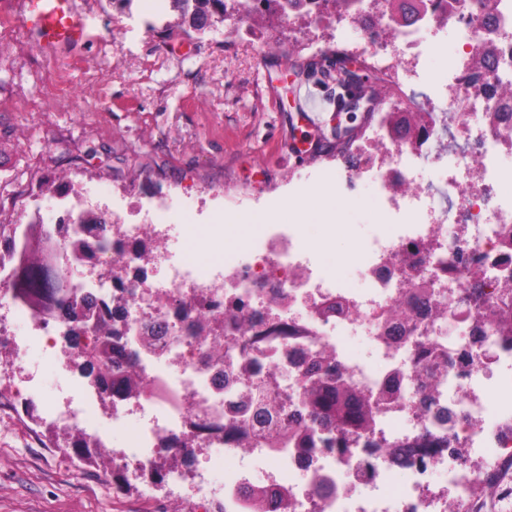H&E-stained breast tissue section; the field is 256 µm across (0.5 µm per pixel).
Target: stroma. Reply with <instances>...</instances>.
Returning <instances> with one entry per match:
<instances>
[{
  "mask_svg": "<svg viewBox=\"0 0 512 512\" xmlns=\"http://www.w3.org/2000/svg\"><path fill=\"white\" fill-rule=\"evenodd\" d=\"M87 24L79 45L50 50L27 23L23 0H0L11 17L0 30V224L37 210L65 216V196L109 211L163 195L180 255L208 249L223 221L268 213L329 243L312 266L349 277L348 243L384 232L370 186L347 187L343 172L362 154L371 113L347 108L353 136L301 120L296 90L317 83L334 96L335 77L318 66L328 27L275 19L250 40L236 31L246 14L199 33L169 0H74ZM327 193L316 213L303 200ZM173 494L151 476L124 490L112 471L55 448L15 395L0 396V512H171Z\"/></svg>",
  "mask_w": 512,
  "mask_h": 512,
  "instance_id": "stroma-1",
  "label": "stroma"
}]
</instances>
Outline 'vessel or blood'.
I'll return each instance as SVG.
<instances>
[{
    "instance_id": "vessel-or-blood-1",
    "label": "vessel or blood",
    "mask_w": 512,
    "mask_h": 512,
    "mask_svg": "<svg viewBox=\"0 0 512 512\" xmlns=\"http://www.w3.org/2000/svg\"><path fill=\"white\" fill-rule=\"evenodd\" d=\"M30 21L48 45L81 43L87 36L86 26L73 7V0H29ZM297 95L302 101V118L307 127L324 128L330 109L342 108V101L330 100L314 83L301 86Z\"/></svg>"
}]
</instances>
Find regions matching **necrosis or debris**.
I'll list each match as a JSON object with an SVG mask.
<instances>
[{
	"label": "necrosis or debris",
	"instance_id": "obj_1",
	"mask_svg": "<svg viewBox=\"0 0 512 512\" xmlns=\"http://www.w3.org/2000/svg\"><path fill=\"white\" fill-rule=\"evenodd\" d=\"M365 2L351 0L345 16L363 34L355 55L399 86L429 58L426 30L452 27L455 58L480 52L491 39L497 51L483 70L484 88H473L455 61L421 102L392 101L394 111L431 112L428 132L415 145L391 142L389 162L346 172L348 185L368 181L389 221L387 232L356 251L353 277L316 272L308 259L316 242L290 224L269 225L247 253L230 251L205 265L175 258L168 225L113 213L104 227L112 249L99 260L124 254V288L106 279L77 280L73 288L100 303L125 297L122 341L137 357L142 392L115 399L112 421L133 412L143 421L117 447L101 433L99 396L69 376L71 360L55 353L54 334L66 332V324L8 303L15 321L31 326L0 334L13 367L26 368L36 350L68 376L66 397L48 409L54 423L76 426L114 463L139 474L154 467L162 449L206 448L194 497L206 504L223 496L225 512H250L245 491L254 486L278 488L288 512H450V500L471 493L467 461L452 442L486 462L512 453V437L499 434L512 422V342L481 326L502 281L512 278L502 246L512 234V167L500 164L512 147V0H490L487 13L478 0H438L420 20L395 30L372 27ZM394 41L401 57L387 52ZM490 110L504 115L494 130L477 123ZM427 168L435 178H422ZM143 241L154 244L145 260L134 251ZM334 299L344 312L318 315ZM448 306L457 313L452 324L432 313ZM200 314L222 321L223 339L192 333ZM276 323L292 328L288 340L265 337ZM479 329L491 359L472 342ZM145 336L152 339L147 351L140 345ZM420 339L430 352L419 360ZM360 340L365 351H352ZM322 353L334 354L337 372L356 387L374 396L390 390L397 399L378 404L373 432L353 438L349 454L338 455L334 434L321 431L307 461L292 444L272 449L258 440L261 420L241 394L255 383L279 398L295 391L297 363ZM419 388L432 395L424 413L409 398Z\"/></svg>",
	"mask_w": 512,
	"mask_h": 512
}]
</instances>
